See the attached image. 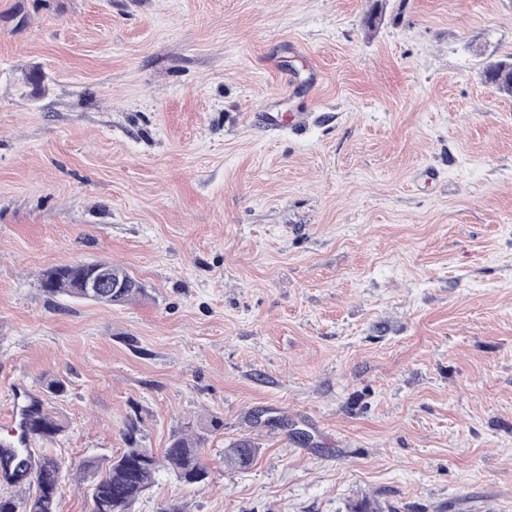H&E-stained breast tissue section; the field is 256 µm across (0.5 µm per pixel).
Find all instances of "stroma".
Wrapping results in <instances>:
<instances>
[{
    "instance_id": "obj_1",
    "label": "stroma",
    "mask_w": 512,
    "mask_h": 512,
    "mask_svg": "<svg viewBox=\"0 0 512 512\" xmlns=\"http://www.w3.org/2000/svg\"><path fill=\"white\" fill-rule=\"evenodd\" d=\"M508 56L512 0H0V419L222 418L132 512H512ZM89 260L145 297L41 291ZM487 82L494 84L501 93L512 94V61L499 60L484 69ZM257 450L248 439L233 442L224 448V464L233 468H246L254 461Z\"/></svg>"
}]
</instances>
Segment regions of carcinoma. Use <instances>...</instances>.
<instances>
[{"mask_svg":"<svg viewBox=\"0 0 512 512\" xmlns=\"http://www.w3.org/2000/svg\"><path fill=\"white\" fill-rule=\"evenodd\" d=\"M486 81L494 84L506 94H512V61L499 60L489 63L484 69ZM92 271L86 264H65L50 267L41 274L49 287L43 292L50 296L65 295L77 300H92L98 304L120 306L146 294L142 283L133 277L123 266L112 264V271L120 273L127 281L118 300L104 293L89 298L81 288L82 280ZM224 421L214 417L210 428H202L194 423H184L169 440L161 456L144 446L140 439V428L136 421L127 422L123 432L125 448L103 462L96 457H88L80 464V469L91 472L96 478L90 494L89 512H129L132 503L153 483L159 471V463L176 480L185 486L205 482L209 472L200 462V453L209 441L210 430L222 428ZM26 430L32 441H53L62 432L48 414L32 408ZM257 448L248 439L233 442L224 449V464L233 468H246L252 464ZM1 466L13 467L17 478L33 477L36 483L34 495L17 500L12 496L0 497V512H56L58 498L65 479L64 462L45 448H24L19 455L0 462Z\"/></svg>","mask_w":512,"mask_h":512,"instance_id":"cac0c4a2","label":"carcinoma"}]
</instances>
